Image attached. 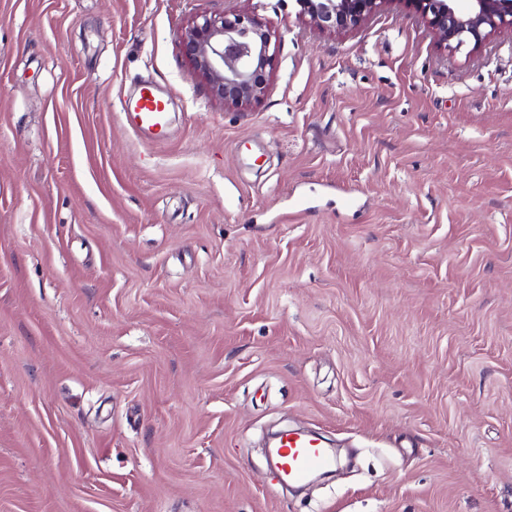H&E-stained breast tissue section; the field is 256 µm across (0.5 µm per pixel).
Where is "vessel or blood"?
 Instances as JSON below:
<instances>
[{
	"label": "vessel or blood",
	"instance_id": "vessel-or-blood-1",
	"mask_svg": "<svg viewBox=\"0 0 512 512\" xmlns=\"http://www.w3.org/2000/svg\"><path fill=\"white\" fill-rule=\"evenodd\" d=\"M122 109L131 116L137 132L160 139L167 123L166 104L152 89H140L138 94L125 101ZM336 465L334 451L318 439L296 434L283 436L269 459L276 478L291 484L305 483L318 472L334 471Z\"/></svg>",
	"mask_w": 512,
	"mask_h": 512
}]
</instances>
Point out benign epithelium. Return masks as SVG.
I'll use <instances>...</instances> for the list:
<instances>
[{
	"label": "benign epithelium",
	"mask_w": 512,
	"mask_h": 512,
	"mask_svg": "<svg viewBox=\"0 0 512 512\" xmlns=\"http://www.w3.org/2000/svg\"><path fill=\"white\" fill-rule=\"evenodd\" d=\"M301 13L324 31L351 29L392 5L414 10L441 49L479 51L494 34L512 32V0H298ZM179 44L212 98L244 108L262 97L278 45L248 12L197 14L182 29Z\"/></svg>",
	"instance_id": "1"
}]
</instances>
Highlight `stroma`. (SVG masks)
<instances>
[{"label": "stroma", "mask_w": 512, "mask_h": 512, "mask_svg": "<svg viewBox=\"0 0 512 512\" xmlns=\"http://www.w3.org/2000/svg\"><path fill=\"white\" fill-rule=\"evenodd\" d=\"M227 7L279 44L241 109L177 41ZM295 428L354 468L282 491ZM0 512H512V34L0 0ZM128 113L135 130L150 139L161 140L166 123V104L164 100L149 87L141 88L134 97L122 104Z\"/></svg>", "instance_id": "1"}]
</instances>
